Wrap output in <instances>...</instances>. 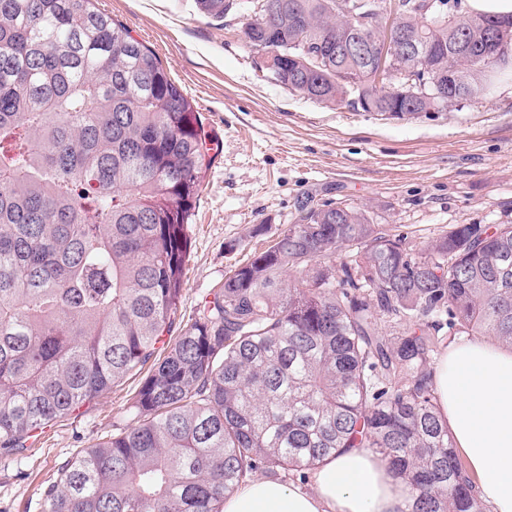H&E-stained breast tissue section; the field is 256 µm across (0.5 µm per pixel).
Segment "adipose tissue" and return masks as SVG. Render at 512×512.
Instances as JSON below:
<instances>
[{
    "label": "adipose tissue",
    "mask_w": 512,
    "mask_h": 512,
    "mask_svg": "<svg viewBox=\"0 0 512 512\" xmlns=\"http://www.w3.org/2000/svg\"><path fill=\"white\" fill-rule=\"evenodd\" d=\"M437 409L490 512H512V349L461 337L432 368ZM406 487L369 448L327 459L308 487L266 477L245 482L224 512H403Z\"/></svg>",
    "instance_id": "adipose-tissue-1"
}]
</instances>
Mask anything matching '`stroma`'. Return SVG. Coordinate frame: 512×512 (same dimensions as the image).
Instances as JSON below:
<instances>
[{"instance_id": "35a3bbf8", "label": "stroma", "mask_w": 512, "mask_h": 512, "mask_svg": "<svg viewBox=\"0 0 512 512\" xmlns=\"http://www.w3.org/2000/svg\"><path fill=\"white\" fill-rule=\"evenodd\" d=\"M161 61L198 112L208 152L187 226L178 308L191 323L232 266L297 223L305 207L365 209L415 242L454 224H512V81L445 112L397 119L307 99L252 51L248 4L224 18L196 0H94ZM138 372L71 415L35 446L0 457V512H42V492L84 449L129 424Z\"/></svg>"}]
</instances>
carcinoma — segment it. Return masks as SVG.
Returning a JSON list of instances; mask_svg holds the SVG:
<instances>
[{
	"label": "carcinoma",
	"instance_id": "cac0c4a2",
	"mask_svg": "<svg viewBox=\"0 0 512 512\" xmlns=\"http://www.w3.org/2000/svg\"><path fill=\"white\" fill-rule=\"evenodd\" d=\"M260 2L244 34L290 54L278 81L339 104V71L376 111H404L360 57L292 59L360 27V0ZM439 2L402 18L424 56H396V79L448 83L446 106L413 117L485 96L512 43V18ZM196 3L222 18L237 0ZM204 163L198 113L121 22L93 0H0V455L152 364L134 423L66 464L43 512H223L254 473L287 484L347 448L407 484L403 512H483L430 364L445 326L512 343V224L421 246L361 209L313 207L165 343Z\"/></svg>",
	"mask_w": 512,
	"mask_h": 512
}]
</instances>
